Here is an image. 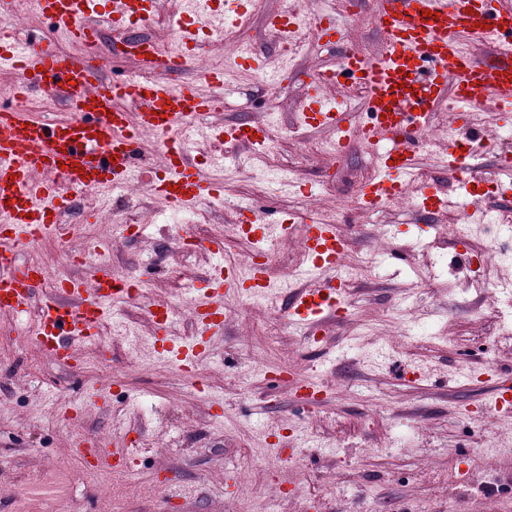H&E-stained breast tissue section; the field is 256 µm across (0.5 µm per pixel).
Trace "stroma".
I'll list each match as a JSON object with an SVG mask.
<instances>
[{
	"label": "stroma",
	"mask_w": 512,
	"mask_h": 512,
	"mask_svg": "<svg viewBox=\"0 0 512 512\" xmlns=\"http://www.w3.org/2000/svg\"><path fill=\"white\" fill-rule=\"evenodd\" d=\"M24 14L0 7V35L49 44L66 53L79 43L61 40L27 0ZM327 51L302 44L278 96L285 106L275 120L282 133L246 166L228 163L221 177L224 197L203 201L196 212L162 219L160 205L144 194L142 240L113 239L91 211L74 207L65 238H43L26 251L47 264L52 279H92L93 269L59 260L61 252L82 255L95 243L115 270L149 273L153 298L181 295L187 280L201 281L212 263L205 250L187 255L179 235L224 240V255L245 260L250 241L231 232L228 220L252 202L273 215L304 214V190L314 187L338 233L350 241L368 290L355 292L344 314L325 327L314 345L303 330L278 325L267 305L234 295L224 302V337L196 373L188 375L154 359L155 327L144 308L116 302L114 313L140 336L131 348L121 336L96 337L80 346L76 368L47 359L35 346L18 347L11 317L0 315V512H20L22 476L68 478L58 502L65 512H512V418L480 413L501 385H512V292L499 290L491 307L476 303L469 286L482 268L479 252L489 242H471L434 255V280L417 275L419 246L444 227L435 219L390 208L371 215L357 206L362 185L375 171L368 150L351 141L334 170L322 174L318 152L331 131L309 128L304 140L289 138L295 105L306 100L310 61ZM236 92L217 120L259 114L269 90L249 73L230 70ZM285 173L296 190L271 193V174ZM207 222H199V214ZM386 234L369 266L361 261L372 235ZM290 239L268 245V274L286 305L288 288H309L308 260ZM468 260L460 262L457 251ZM405 335L396 346L384 338L390 323ZM140 372L128 373L130 363ZM425 370L414 380V368ZM315 376L322 399L298 412L290 380L279 370ZM112 375L104 404L69 421L78 384ZM138 431L134 469L112 476L100 492L69 450L75 432L108 437L111 449L125 445L124 428ZM281 466L267 471L271 448ZM473 479L465 483L461 471Z\"/></svg>",
	"instance_id": "35a3bbf8"
}]
</instances>
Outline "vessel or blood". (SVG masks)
<instances>
[{"instance_id": "1", "label": "vessel or blood", "mask_w": 512, "mask_h": 512, "mask_svg": "<svg viewBox=\"0 0 512 512\" xmlns=\"http://www.w3.org/2000/svg\"><path fill=\"white\" fill-rule=\"evenodd\" d=\"M34 3L58 33L82 43L87 51L74 56L0 38V66H10L20 76L14 103H0V314L22 320L23 333L32 344L50 358L68 363L76 360L77 345L88 341L98 324L109 321L113 302L129 300L136 292L139 280L130 274L112 275L102 263L93 285L76 279L47 294L43 291L47 269L39 261L23 258L24 248L62 235L63 217L76 191L109 193L135 181L150 185L163 205L178 210L220 198L223 185L191 162L186 144L223 137L259 152L267 148L270 131L268 123L255 121L206 125V117L228 103L231 88L223 68L202 70L201 77L211 89L207 95L176 79L196 59L199 34L209 26L210 0H192L189 17L170 18L178 38L173 50L141 32L156 19V0H112L108 13L97 11V0ZM373 5L381 21L377 50L368 57L343 53L339 64L324 67L311 82L316 92L326 87L361 92L365 120L326 104L303 107L298 122L333 131L335 139L328 147L332 157L340 156L352 139L365 144L375 173L358 204L379 213L403 194L415 156L424 147L421 132L443 98L470 110L482 109L490 100L512 105V0H373ZM107 28L120 33V40L103 41ZM349 36V30L332 17H322L318 23L317 41L336 45ZM487 42L497 45L493 58L478 57L468 49L469 44ZM117 55L144 61L149 77H110L108 68ZM234 62L246 70H263L272 87L288 79L280 60L261 59L246 46L239 47ZM33 95L61 101L67 117L51 120L18 107V100ZM148 133L160 138L164 174L138 164ZM481 136L465 122H453L448 128L443 162L449 180L460 188H467L473 176L465 148ZM299 220L307 225L303 243L318 285L290 292L287 317L289 324L316 336L349 303L344 241L335 223L313 212L300 219L282 214L275 227L286 236ZM244 221L257 227L250 237L254 260L213 265L205 289L187 286L195 330L167 357L180 371L194 372L203 354V337L223 334L228 294L239 293L246 281L252 284L251 298L273 292L263 261L270 227L262 211L252 207L246 208ZM107 445L106 439L93 434L71 442L83 464L102 469L135 465V442H127L115 457L107 453Z\"/></svg>"}]
</instances>
